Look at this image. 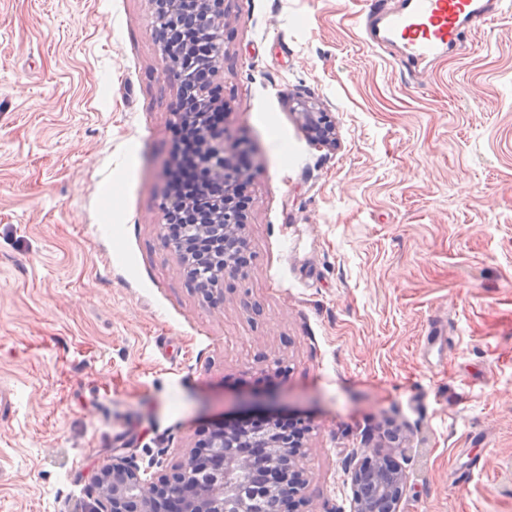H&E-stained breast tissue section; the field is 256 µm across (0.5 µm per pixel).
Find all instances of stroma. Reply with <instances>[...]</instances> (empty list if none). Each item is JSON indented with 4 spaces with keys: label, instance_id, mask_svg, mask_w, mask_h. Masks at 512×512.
Listing matches in <instances>:
<instances>
[{
    "label": "stroma",
    "instance_id": "35a3bbf8",
    "mask_svg": "<svg viewBox=\"0 0 512 512\" xmlns=\"http://www.w3.org/2000/svg\"><path fill=\"white\" fill-rule=\"evenodd\" d=\"M370 3L224 0L252 259L211 301L162 230L153 0H0V512H85L113 455L157 471L270 393L311 420L306 512H353L369 448L400 512H512V18L413 78ZM301 117L315 139L323 145L334 146L336 143L335 129L326 125V118L322 112H317L315 105L303 103Z\"/></svg>",
    "mask_w": 512,
    "mask_h": 512
}]
</instances>
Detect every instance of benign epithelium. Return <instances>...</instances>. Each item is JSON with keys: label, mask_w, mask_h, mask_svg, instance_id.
<instances>
[{"label": "benign epithelium", "mask_w": 512, "mask_h": 512, "mask_svg": "<svg viewBox=\"0 0 512 512\" xmlns=\"http://www.w3.org/2000/svg\"><path fill=\"white\" fill-rule=\"evenodd\" d=\"M156 10L175 19L187 17L212 36L204 67L196 70L184 63V52L163 45V57L177 99L184 107L173 113L174 123L190 135L191 164L202 170L201 180L221 187L219 196L201 199L192 194L171 192L162 204L165 230L171 250L186 272L206 269L205 284L198 290L208 299L224 297V283L237 278L246 266L245 255L232 254L228 243L242 238L248 214L236 204L235 188L245 178L239 157L244 142L224 144L221 105L215 96L216 78L224 69V0H153ZM301 117L315 139L326 146L336 144L335 129L316 106L303 104ZM189 222L200 235L216 237L209 252L200 253L182 236V224ZM266 411L260 427H247L250 414ZM282 413L277 401L247 400L239 415L214 425L179 462L145 477L140 468L116 457L95 476V498L88 512H170L166 488L175 480L194 485V493L180 505V512H251L254 495L246 492L238 475L255 456L269 457L279 467L282 486L290 497L302 499L307 484L302 466L304 448L311 432L310 420L294 417L300 434L281 429L276 419Z\"/></svg>", "instance_id": "benign-epithelium-1"}]
</instances>
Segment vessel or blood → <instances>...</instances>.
I'll list each match as a JSON object with an SVG mask.
<instances>
[{
    "instance_id": "1",
    "label": "vessel or blood",
    "mask_w": 512,
    "mask_h": 512,
    "mask_svg": "<svg viewBox=\"0 0 512 512\" xmlns=\"http://www.w3.org/2000/svg\"><path fill=\"white\" fill-rule=\"evenodd\" d=\"M507 0H376L360 19L364 42L396 47L398 63L419 67L459 46L465 33L494 15Z\"/></svg>"
}]
</instances>
